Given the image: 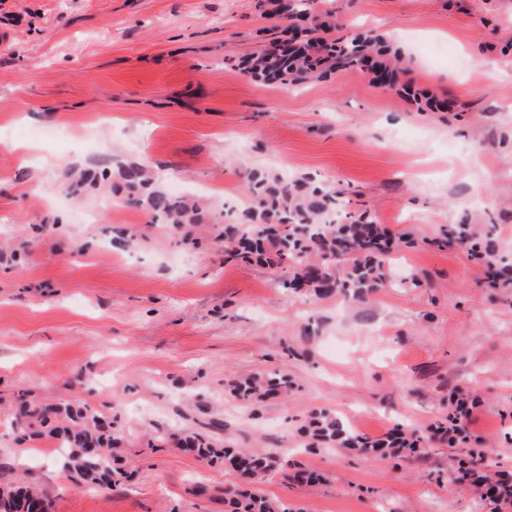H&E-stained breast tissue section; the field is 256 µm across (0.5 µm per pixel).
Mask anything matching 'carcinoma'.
<instances>
[{"label":"carcinoma","instance_id":"carcinoma-1","mask_svg":"<svg viewBox=\"0 0 512 512\" xmlns=\"http://www.w3.org/2000/svg\"><path fill=\"white\" fill-rule=\"evenodd\" d=\"M308 0H280L281 36L238 64L241 73L255 83L280 81L300 83L348 69L373 75V80L391 90L405 93L410 85L401 82L403 59L372 30L344 40L331 37L339 22L330 15L307 18ZM128 199L169 224H195L197 208L188 200L156 189L152 176L139 165L122 172ZM247 190L253 206L224 223V260L255 259L270 268L288 269L283 288L312 294L319 299L341 296L362 301L384 287V273L393 240L388 230L366 213L348 216L343 224H326L322 216L342 204L346 190L293 181L278 174L250 171ZM495 225L480 229L473 224H450L431 240L467 247L485 269L493 271L492 282L512 288V255L503 251L494 235ZM345 266L344 275L336 267ZM288 374L272 371L234 379L231 394L240 401L258 403L288 393ZM466 416L445 417L428 431L458 435L466 430ZM21 430L39 427L65 448V465L84 483L111 487L126 479L117 465L122 437L113 423L88 415L71 404L34 405L18 396L15 418ZM307 448H352L381 460L402 459L416 454L430 440L418 429L396 426L388 435L371 438L353 430L336 413L313 411L304 428ZM177 445L201 459H221L243 479L242 488H224L227 512H288L277 499L253 493L251 485L273 473L291 475L295 481H310L314 474L295 469L288 458L273 453H255L241 448H218L211 437L193 431ZM0 512H50V502L37 488L19 484L0 488Z\"/></svg>","mask_w":512,"mask_h":512}]
</instances>
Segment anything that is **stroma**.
Returning <instances> with one entry per match:
<instances>
[{
	"mask_svg": "<svg viewBox=\"0 0 512 512\" xmlns=\"http://www.w3.org/2000/svg\"><path fill=\"white\" fill-rule=\"evenodd\" d=\"M257 2L0 0V487L28 480L51 512H224L239 474L174 443L220 419L218 445L320 471L259 484L296 512H495L457 460L487 439L491 472L512 469V288L423 244L391 254L367 302L289 295L264 266L225 261L218 236L225 193L246 196L260 169L347 189L346 212L396 236L492 222L512 249V0H312L336 37L398 48L409 81L447 101L436 112L361 70L247 80L237 59L278 23ZM132 163L200 223L128 202L117 173ZM278 369L296 381L286 396L229 392L236 373ZM459 387L483 400L459 448L393 465L303 446L313 410L378 437L446 415ZM21 392L113 421L129 481L77 485L56 440L12 427Z\"/></svg>",
	"mask_w": 512,
	"mask_h": 512,
	"instance_id": "1",
	"label": "stroma"
}]
</instances>
